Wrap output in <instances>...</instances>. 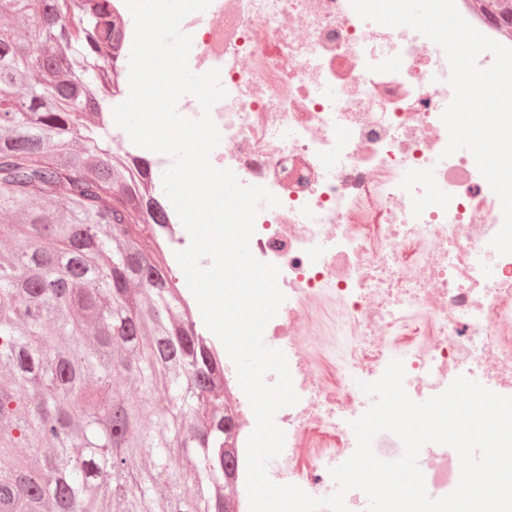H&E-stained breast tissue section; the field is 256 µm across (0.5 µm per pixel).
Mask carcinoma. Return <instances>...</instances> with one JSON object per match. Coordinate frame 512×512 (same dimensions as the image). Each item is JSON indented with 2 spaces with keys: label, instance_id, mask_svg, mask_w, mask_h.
<instances>
[{
  "label": "carcinoma",
  "instance_id": "cac0c4a2",
  "mask_svg": "<svg viewBox=\"0 0 512 512\" xmlns=\"http://www.w3.org/2000/svg\"><path fill=\"white\" fill-rule=\"evenodd\" d=\"M472 2L512 34V0ZM14 16L32 33L0 26V237L15 243L0 261V512H224L237 460L220 361L166 257L146 251L165 205L109 147L100 95L123 42L112 0H0ZM115 373L134 388L114 390ZM159 382L166 410L151 400ZM184 445L190 458L170 464ZM208 445L223 449L218 484L194 452Z\"/></svg>",
  "mask_w": 512,
  "mask_h": 512
}]
</instances>
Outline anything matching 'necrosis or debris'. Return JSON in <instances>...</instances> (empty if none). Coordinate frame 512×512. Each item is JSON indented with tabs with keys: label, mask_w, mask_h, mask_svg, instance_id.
<instances>
[{
	"label": "necrosis or debris",
	"mask_w": 512,
	"mask_h": 512,
	"mask_svg": "<svg viewBox=\"0 0 512 512\" xmlns=\"http://www.w3.org/2000/svg\"><path fill=\"white\" fill-rule=\"evenodd\" d=\"M181 28L193 38L190 68L219 69L226 91L211 110L221 134L213 165L280 201L261 207L250 241L280 270L286 300L265 340L285 352L299 396L275 416L287 451L270 479L335 492L329 470L356 448L348 422L371 404L360 385L392 359L417 402L467 374L512 396V255L490 245L501 205L472 155H441L452 99L442 49L411 28L362 20L349 0H211L207 20L190 15ZM112 145L162 190L171 157L119 128ZM326 336L342 349L333 386L320 373ZM219 387L248 512L255 417L232 361ZM418 463L430 497L456 486L452 448L426 445Z\"/></svg>",
	"instance_id": "necrosis-or-debris-1"
}]
</instances>
